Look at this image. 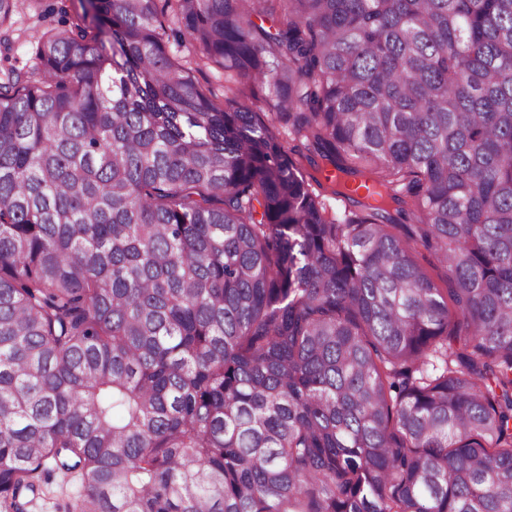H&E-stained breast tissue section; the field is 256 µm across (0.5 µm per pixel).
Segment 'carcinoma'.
Instances as JSON below:
<instances>
[{"instance_id": "carcinoma-1", "label": "carcinoma", "mask_w": 512, "mask_h": 512, "mask_svg": "<svg viewBox=\"0 0 512 512\" xmlns=\"http://www.w3.org/2000/svg\"><path fill=\"white\" fill-rule=\"evenodd\" d=\"M81 2L0 78V512H512V0ZM61 478V475L53 474L51 487L54 493L43 497L44 499H38L36 507L32 509L33 512H67L65 504L78 495L81 487L78 479L71 476L69 483L64 484L63 492H60L57 483H60Z\"/></svg>"}]
</instances>
